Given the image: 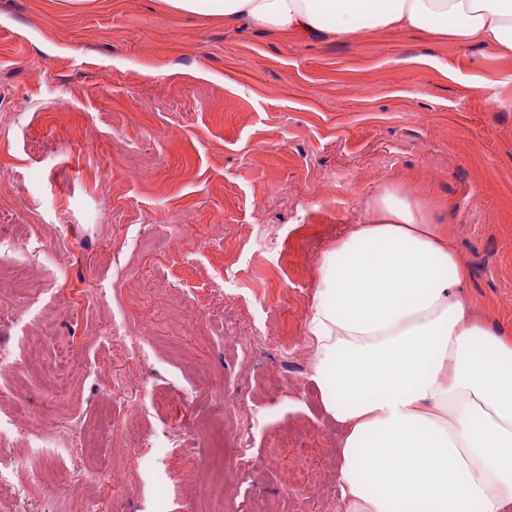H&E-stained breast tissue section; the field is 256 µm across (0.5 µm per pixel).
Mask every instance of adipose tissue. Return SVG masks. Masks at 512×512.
Masks as SVG:
<instances>
[{"instance_id": "obj_1", "label": "adipose tissue", "mask_w": 512, "mask_h": 512, "mask_svg": "<svg viewBox=\"0 0 512 512\" xmlns=\"http://www.w3.org/2000/svg\"><path fill=\"white\" fill-rule=\"evenodd\" d=\"M298 38L429 31L512 53V0H165ZM306 320L311 380L344 437L346 512H512V338L456 290L467 268L397 189L323 259Z\"/></svg>"}]
</instances>
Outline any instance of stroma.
Returning <instances> with one entry per match:
<instances>
[{"label":"stroma","mask_w":512,"mask_h":512,"mask_svg":"<svg viewBox=\"0 0 512 512\" xmlns=\"http://www.w3.org/2000/svg\"><path fill=\"white\" fill-rule=\"evenodd\" d=\"M396 188L427 206L469 277L459 294L512 336V54L427 31L293 38L185 14L162 0H0V323L13 427L0 468L68 467L75 489L35 486L14 512H326L341 430L310 380L306 318L322 258L366 204ZM176 250L138 253L139 225ZM254 224L276 228L268 245ZM108 303L83 308L97 285ZM145 332L148 362L104 343L113 318ZM255 336L245 356L235 337ZM67 339L80 361L41 402L32 352ZM245 392L253 465L224 446ZM29 392L17 407L18 392ZM182 447L142 461L164 425ZM60 439L51 455L30 440Z\"/></svg>","instance_id":"stroma-1"}]
</instances>
